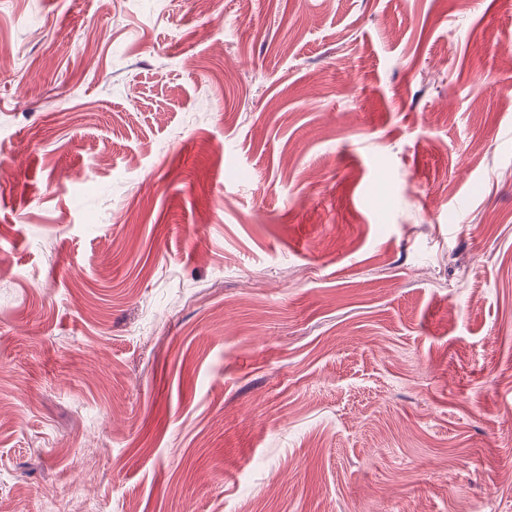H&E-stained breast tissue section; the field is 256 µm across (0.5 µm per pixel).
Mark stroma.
<instances>
[{"label":"stroma","instance_id":"35a3bbf8","mask_svg":"<svg viewBox=\"0 0 512 512\" xmlns=\"http://www.w3.org/2000/svg\"><path fill=\"white\" fill-rule=\"evenodd\" d=\"M512 0H0V512H512Z\"/></svg>","mask_w":512,"mask_h":512}]
</instances>
